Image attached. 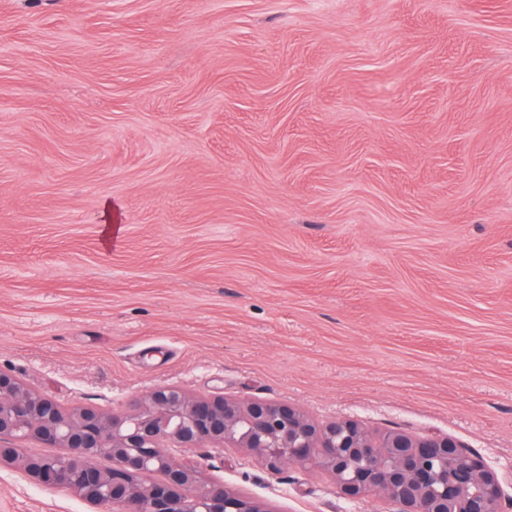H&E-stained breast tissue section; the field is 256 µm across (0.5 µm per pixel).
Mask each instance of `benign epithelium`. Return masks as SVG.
I'll return each instance as SVG.
<instances>
[{
    "instance_id": "obj_1",
    "label": "benign epithelium",
    "mask_w": 512,
    "mask_h": 512,
    "mask_svg": "<svg viewBox=\"0 0 512 512\" xmlns=\"http://www.w3.org/2000/svg\"><path fill=\"white\" fill-rule=\"evenodd\" d=\"M31 440L62 452L24 457L18 444ZM170 444L246 448L273 474L313 462L343 498L382 495L397 512H512L496 470L449 435L375 437L350 419L319 424L286 402L193 396L176 385L151 389L121 413L66 409L0 370V466H16L36 485L67 488L97 512H262L177 462ZM101 456L112 466H99Z\"/></svg>"
}]
</instances>
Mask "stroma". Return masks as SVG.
Wrapping results in <instances>:
<instances>
[{
    "label": "stroma",
    "mask_w": 512,
    "mask_h": 512,
    "mask_svg": "<svg viewBox=\"0 0 512 512\" xmlns=\"http://www.w3.org/2000/svg\"><path fill=\"white\" fill-rule=\"evenodd\" d=\"M0 369L447 434L512 495V0H0ZM265 512H396L174 449ZM0 512H91L0 468Z\"/></svg>",
    "instance_id": "1"
}]
</instances>
